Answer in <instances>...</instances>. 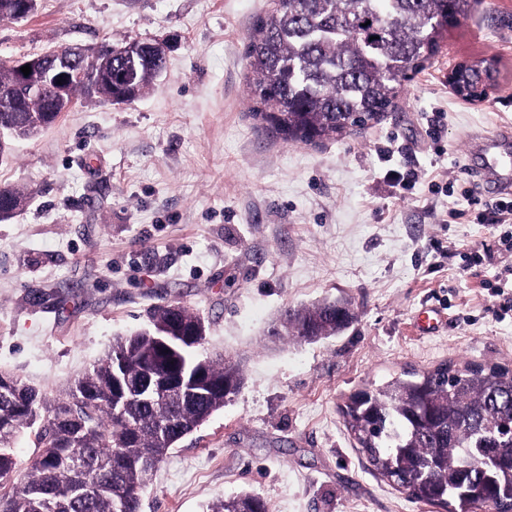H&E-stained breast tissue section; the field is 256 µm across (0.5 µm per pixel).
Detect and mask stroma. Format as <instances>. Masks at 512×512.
Segmentation results:
<instances>
[{
  "mask_svg": "<svg viewBox=\"0 0 512 512\" xmlns=\"http://www.w3.org/2000/svg\"><path fill=\"white\" fill-rule=\"evenodd\" d=\"M265 5L38 0L0 22L3 69L59 47L177 39L139 98L78 96L0 159V186L29 195L0 223V371L65 392L113 338L178 303L206 320L202 355L240 362L245 384L170 451L141 512H203L242 491L268 512H442L376 474L343 410L443 363L512 369V251L505 225L476 221L466 167L470 135L512 124V0H483L449 29L380 123L316 144L251 114L244 47ZM480 59L499 78L469 103L448 72ZM336 297L356 315L342 335L268 336L282 309Z\"/></svg>",
  "mask_w": 512,
  "mask_h": 512,
  "instance_id": "35a3bbf8",
  "label": "stroma"
}]
</instances>
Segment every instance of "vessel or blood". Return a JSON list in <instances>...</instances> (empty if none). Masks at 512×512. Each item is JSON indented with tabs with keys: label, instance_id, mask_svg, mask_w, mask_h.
<instances>
[{
	"label": "vessel or blood",
	"instance_id": "obj_1",
	"mask_svg": "<svg viewBox=\"0 0 512 512\" xmlns=\"http://www.w3.org/2000/svg\"><path fill=\"white\" fill-rule=\"evenodd\" d=\"M471 153L479 155L480 164L473 173L479 184L494 183L498 189L512 187V130L501 126L487 133L474 135Z\"/></svg>",
	"mask_w": 512,
	"mask_h": 512
}]
</instances>
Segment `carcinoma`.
<instances>
[{"label":"carcinoma","mask_w":512,"mask_h":512,"mask_svg":"<svg viewBox=\"0 0 512 512\" xmlns=\"http://www.w3.org/2000/svg\"><path fill=\"white\" fill-rule=\"evenodd\" d=\"M477 0H270L245 44L254 95L252 115L285 141L311 143L349 132L346 123L390 111L409 75L424 67L448 28ZM91 75L64 102L29 97L0 112L27 137L54 124L78 92L104 95L99 72L112 67V98L132 101L164 68L165 56L143 42L131 51L91 56ZM0 187V222L15 216ZM353 316L342 299L287 308L275 335L315 342L338 336ZM179 332L202 345L197 312L159 304L150 326L113 339L105 355L65 396H49L0 373V512H141L155 468L171 448L228 402L224 381L241 389L243 369L175 350L174 367L203 372L210 388L162 403L117 407L116 375L156 380L167 367L155 337ZM345 422L374 470L412 499L445 512H512V370L498 365L441 364L396 377L351 397ZM34 450H14L24 432ZM206 512H267L253 492L219 499Z\"/></svg>","instance_id":"obj_1"}]
</instances>
